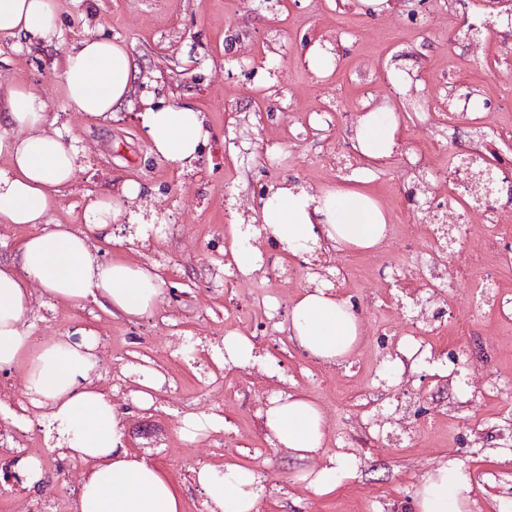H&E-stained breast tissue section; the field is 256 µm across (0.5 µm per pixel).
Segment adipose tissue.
Masks as SVG:
<instances>
[{"label":"adipose tissue","mask_w":512,"mask_h":512,"mask_svg":"<svg viewBox=\"0 0 512 512\" xmlns=\"http://www.w3.org/2000/svg\"><path fill=\"white\" fill-rule=\"evenodd\" d=\"M25 36L44 43L60 39L54 0H0V36ZM66 109L77 115L108 119L131 90V63L121 43L88 37L67 52L63 61ZM7 110L0 125V225H27L30 233L19 245V261L0 263V371H26V397L42 419L55 425L60 456L86 465L78 486V512H181L172 482L124 444L122 416L111 395L97 386L93 335L80 341L62 336L45 341L34 336L28 317L39 283L48 297L70 302L93 300L113 314L134 321L152 314L162 292L154 266L101 258L93 242L121 219L124 200L139 197L141 188L125 183L121 198H95L87 209L86 230L50 224L49 216L75 177L76 151L62 128L49 120L33 88L12 83L0 90ZM139 117L152 151L185 165L196 159L210 136L199 112L186 105H164L145 98ZM396 121L383 112L362 116L352 147L368 166L389 159L398 147ZM306 190L280 186L260 212L259 225L240 231L234 261L243 274L256 271L262 260L251 241L263 237L294 257L307 245L327 242L337 249H371L387 236L386 214L359 185ZM288 337L315 361L345 364L360 340V318L353 303L332 289L310 288L288 313ZM272 444L306 459L319 454L325 420L319 405L299 394L280 391L265 411ZM357 467L355 459L328 456L316 471L302 478L319 495L335 491L343 475ZM192 480L204 492L210 512H259L263 476L234 463L223 470L202 465ZM471 483L455 460L420 479L415 512H471Z\"/></svg>","instance_id":"obj_1"}]
</instances>
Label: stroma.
<instances>
[{
  "mask_svg": "<svg viewBox=\"0 0 512 512\" xmlns=\"http://www.w3.org/2000/svg\"><path fill=\"white\" fill-rule=\"evenodd\" d=\"M388 4L370 18L358 0H55L60 41L0 38V83L34 86L77 149L53 223L83 230L88 192L142 188L100 249L158 268L165 299L154 315L130 322L39 294L31 323L43 339L96 332V376L124 414L126 445L171 479L183 512H209L190 467L228 461L264 475L260 512H413L420 478L451 458L469 476L474 512H512V317L498 311L512 299V265L500 259L512 250V26L493 0ZM89 34L122 42L132 60L129 98L105 121L65 108L61 59ZM312 41L333 57L322 78L304 61ZM240 62L254 78L228 77ZM146 95L202 113L211 135L192 169L151 150L138 118ZM369 108L389 109L401 129L365 185L388 216L385 242L316 246L304 261L264 243L261 269L241 274L235 224L257 223L262 190L281 180L344 184L361 165L351 136ZM464 159L493 171L490 200L455 175ZM330 274L362 322L341 366L310 359L280 327ZM229 334L252 337L256 362L215 363ZM271 358L280 377L264 370ZM145 360L162 377L146 409L132 398ZM285 387L322 409L320 455L271 444L262 410ZM187 415L223 417L224 428L187 441ZM51 444L45 427L0 419V512H77L83 467L58 477ZM330 454L359 466L319 496L300 475ZM23 457L43 468L36 488L15 468Z\"/></svg>",
  "mask_w": 512,
  "mask_h": 512,
  "instance_id": "1",
  "label": "stroma"
}]
</instances>
